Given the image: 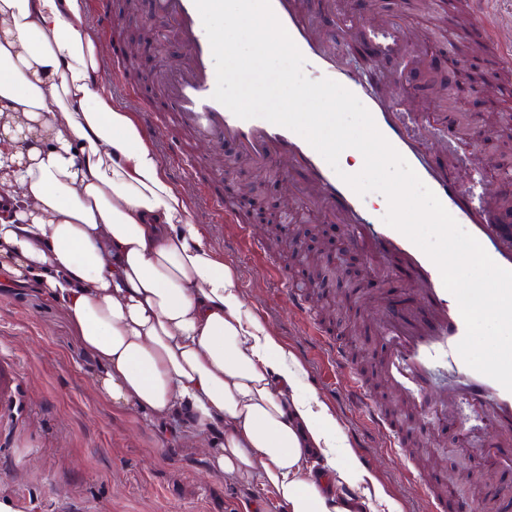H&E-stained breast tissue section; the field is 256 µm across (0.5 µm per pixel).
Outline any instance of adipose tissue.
<instances>
[{"instance_id": "ef3b65f1", "label": "adipose tissue", "mask_w": 512, "mask_h": 512, "mask_svg": "<svg viewBox=\"0 0 512 512\" xmlns=\"http://www.w3.org/2000/svg\"><path fill=\"white\" fill-rule=\"evenodd\" d=\"M89 0H0V280L62 305L112 404L216 434L287 512H402L103 79Z\"/></svg>"}]
</instances>
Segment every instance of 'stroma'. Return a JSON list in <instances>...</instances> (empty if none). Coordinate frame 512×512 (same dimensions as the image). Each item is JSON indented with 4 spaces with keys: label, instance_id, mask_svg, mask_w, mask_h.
Returning a JSON list of instances; mask_svg holds the SVG:
<instances>
[{
    "label": "stroma",
    "instance_id": "stroma-1",
    "mask_svg": "<svg viewBox=\"0 0 512 512\" xmlns=\"http://www.w3.org/2000/svg\"><path fill=\"white\" fill-rule=\"evenodd\" d=\"M472 2L306 0L320 30L329 28L332 11L349 21L353 32L339 54L350 69L372 75L375 89L405 88L404 110L432 113L434 134L428 142L434 162L453 167L459 152H466L472 167L490 175L495 198L512 221V67L498 63L504 41L474 23L459 26L458 10H471ZM381 18L400 23L399 39L412 45L418 61L374 55L363 31ZM102 42L110 51L122 48L125 57L137 58L143 67L138 98L127 95L122 80L111 84L113 99L134 113L143 101L169 109L167 97L158 96L154 87L153 73L160 65L154 51L113 32ZM152 139L174 184L189 196L207 243L236 270L249 305L295 356L304 385L334 410L362 466L377 476L402 512H426L425 486L452 492L471 512L486 505L494 512H512V466L490 462L491 431L480 411L459 400L456 371L441 361L432 371L430 392L437 403L449 406L447 423L432 428L417 416L403 418L406 445L402 453H394L373 426L368 408L349 399L343 383H323L324 349L293 318L282 286L283 277L302 274L298 264L290 263L287 246L272 252L279 271L255 261L242 233L265 238L266 224L252 221L242 228L218 222L188 178L184 156L215 165L221 147L195 141L181 130L159 131ZM258 182L266 183L267 196L278 203L281 236L305 225L315 251L352 262L347 278L334 287L348 301L346 317L325 316L323 322L351 347L355 367H364L382 345L370 309L378 284L364 257L345 246L342 224H329L322 212L289 206L290 181L270 180L267 170L249 160H241L227 178L228 194L236 196L238 186ZM0 355L20 365L19 408L0 429V500H10L16 512H285L269 488L206 476L204 455L189 439L185 423L155 421L103 400L94 388L95 369L63 308L35 289L2 280ZM465 431L471 437L463 449L459 438Z\"/></svg>",
    "mask_w": 512,
    "mask_h": 512
}]
</instances>
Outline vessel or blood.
<instances>
[{"instance_id": "obj_1", "label": "vessel or blood", "mask_w": 512, "mask_h": 512, "mask_svg": "<svg viewBox=\"0 0 512 512\" xmlns=\"http://www.w3.org/2000/svg\"><path fill=\"white\" fill-rule=\"evenodd\" d=\"M271 7L304 56L309 78L333 79L364 99L382 135L458 224L481 243L496 264L512 270V226L492 217L489 210L492 191L484 173L475 170L462 175L454 168L432 167L428 144L419 143L410 132L411 127L430 122V115L416 112L403 117L400 110L384 105L371 92L368 79L356 78L337 65L299 0H271ZM156 11L170 24L186 64L166 78L171 112L162 114L149 104L141 105L145 127L157 131L172 123L197 139L232 145L239 154L259 165L275 157L287 158L291 170L299 174L300 198L325 211L331 220L346 224L349 246L362 250L376 271L400 278L403 288L417 297L416 304L401 308L383 298L373 302L384 346L381 373L384 386L399 396L403 407L425 418L429 426H436L442 412L431 399L428 373L435 360H449L459 373L466 403L473 407L490 406V427L511 433L512 392L471 369L459 355L457 345L465 335V323L436 265L406 236L388 226L370 208L367 199L346 185L300 135L260 118H237L214 99L215 64L194 0H157ZM473 15L477 24L493 34H500L505 27L490 0H474ZM197 185L219 220L236 223V212L225 207L213 180L201 179ZM283 285L302 325L325 346L330 365L345 369L350 398L369 407L373 424L390 437L393 446H401L394 423L376 407L365 379L351 369L347 349L326 334L314 315L309 305L308 285L290 278L284 279ZM17 408L16 364L13 359L0 357V425L7 423Z\"/></svg>"}]
</instances>
